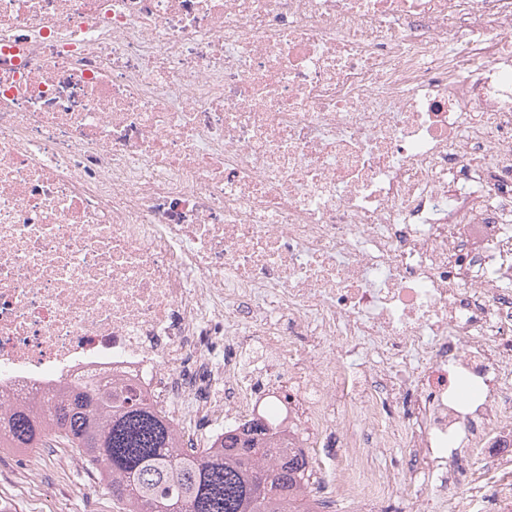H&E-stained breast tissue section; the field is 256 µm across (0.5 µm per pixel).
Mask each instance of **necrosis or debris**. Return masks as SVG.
Listing matches in <instances>:
<instances>
[{
    "label": "necrosis or debris",
    "mask_w": 512,
    "mask_h": 512,
    "mask_svg": "<svg viewBox=\"0 0 512 512\" xmlns=\"http://www.w3.org/2000/svg\"><path fill=\"white\" fill-rule=\"evenodd\" d=\"M64 382L512 512V0H0V410ZM399 454L400 448H393V450L386 448L384 454L378 457V464L380 467H386L388 469V472L395 477V485L398 489H401L404 487L405 483V469L401 466V459L395 457L399 456Z\"/></svg>",
    "instance_id": "4bbe7bcc"
}]
</instances>
